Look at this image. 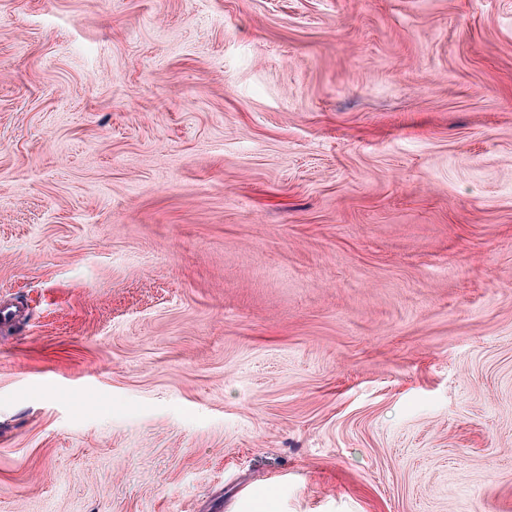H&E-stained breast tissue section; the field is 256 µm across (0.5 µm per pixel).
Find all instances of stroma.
<instances>
[{"mask_svg":"<svg viewBox=\"0 0 512 512\" xmlns=\"http://www.w3.org/2000/svg\"><path fill=\"white\" fill-rule=\"evenodd\" d=\"M0 512H512V0H0Z\"/></svg>","mask_w":512,"mask_h":512,"instance_id":"obj_1","label":"stroma"}]
</instances>
